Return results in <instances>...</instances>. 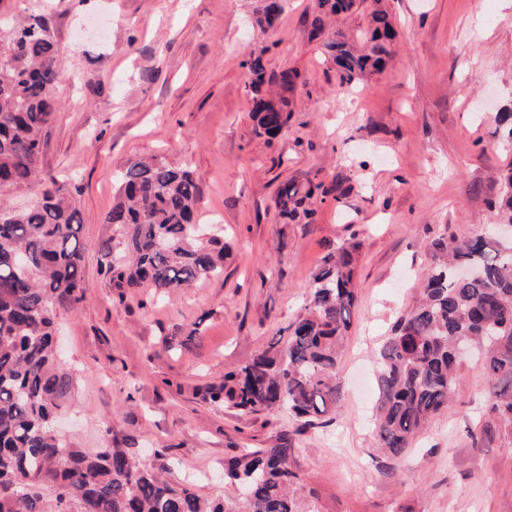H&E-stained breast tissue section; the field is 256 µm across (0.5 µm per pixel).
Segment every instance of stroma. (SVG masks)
I'll use <instances>...</instances> for the list:
<instances>
[{
	"mask_svg": "<svg viewBox=\"0 0 512 512\" xmlns=\"http://www.w3.org/2000/svg\"><path fill=\"white\" fill-rule=\"evenodd\" d=\"M386 4L393 59L341 87L309 36L313 0H288L266 32L250 23L260 0H0V20L41 18L62 48L61 110L40 165L67 181L81 216L87 291L57 319L69 382L60 432L72 447L97 451L111 425L140 462L231 499L225 458L285 433L302 512H512V445L471 439L492 401L477 356L404 456L384 454L374 426L377 353L419 299L433 240L497 221L490 203L512 167L496 122L512 109V0ZM254 52L300 74L288 129L273 139L255 134L244 91ZM157 153L195 172L199 221L223 225L229 256L222 276L150 305L148 289L122 295L107 277L116 231L105 218L124 163ZM339 175L358 181L343 202L316 200L310 224L278 223L280 183ZM353 233L357 299L331 423L296 435L287 413L241 415L196 397L282 336L326 244Z\"/></svg>",
	"mask_w": 512,
	"mask_h": 512,
	"instance_id": "1",
	"label": "stroma"
}]
</instances>
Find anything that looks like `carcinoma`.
<instances>
[{"instance_id": "cac0c4a2", "label": "carcinoma", "mask_w": 512, "mask_h": 512, "mask_svg": "<svg viewBox=\"0 0 512 512\" xmlns=\"http://www.w3.org/2000/svg\"><path fill=\"white\" fill-rule=\"evenodd\" d=\"M367 31L355 38L326 32L331 16H351L358 0H315L310 35L324 38L326 60L339 85L382 71L396 33L384 0H375ZM284 0H263L254 23L271 27ZM0 63V195L38 188L26 208L0 205V512H299L294 497L296 449L288 434L271 448H244L224 460V478L251 498L226 501L173 482L136 459L130 438L107 429L112 444L94 454L70 447L53 432L66 378L54 371L57 312L84 298L80 217L66 184L40 178L45 129L61 105L52 95L61 48L39 19L15 25ZM245 89L255 131L274 138L291 118L299 73L266 68L263 54L245 61ZM121 201L106 223L120 250L108 274L114 287L191 288L224 273L228 246L221 224L201 225L195 212L199 180L161 155L133 156L117 174ZM340 203L354 191L350 176L329 185L288 181L275 206L283 224L315 214L316 191ZM512 224V169L494 204ZM362 242L353 234L328 249L312 275L304 313L285 342L269 343L248 363L199 389L215 407L244 413L286 409L295 432L327 423L341 397L337 372L356 300L355 270ZM480 352L492 382L491 421L483 435L512 439V242L488 234L441 236L418 304L400 316L378 353L379 447L404 455L429 420L449 408L460 382L459 349Z\"/></svg>"}]
</instances>
